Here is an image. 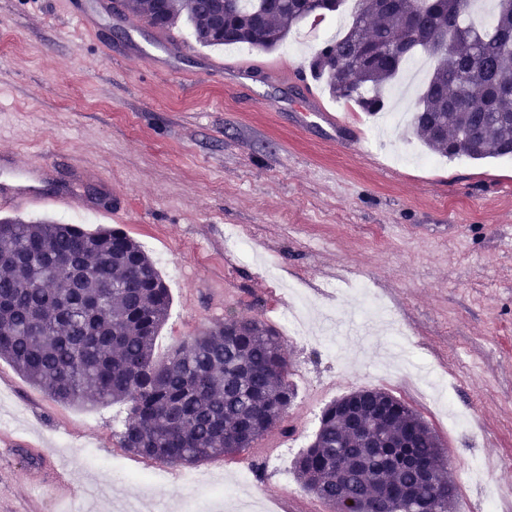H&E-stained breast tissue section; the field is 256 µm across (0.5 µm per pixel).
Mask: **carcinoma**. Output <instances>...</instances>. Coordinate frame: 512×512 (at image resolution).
Segmentation results:
<instances>
[{
    "mask_svg": "<svg viewBox=\"0 0 512 512\" xmlns=\"http://www.w3.org/2000/svg\"><path fill=\"white\" fill-rule=\"evenodd\" d=\"M345 0L312 11L306 0H224V29L214 0H127L153 27L181 18L204 46L246 44L268 51L292 27L318 20ZM347 32L310 60L329 94L371 114L384 109V88L402 64L453 17L460 33L453 58L432 52L434 69L418 98L414 134L448 159L512 156V98L502 79L512 73V0H495L489 28L468 19L471 0H416L412 27L407 0H360ZM170 295L154 262L132 238L74 224L0 220V359L10 362L60 405L87 398L129 405L119 447L162 464L197 465L234 458L278 427L294 391L292 363L280 334L257 317L217 323L154 360L155 336ZM374 430L405 440L413 459L436 473L426 486L414 464L388 466L365 444ZM304 489L332 512H352L382 486L400 497L387 512H456L448 494L445 445L422 417L391 394L368 389L326 407L313 443L294 462Z\"/></svg>",
    "mask_w": 512,
    "mask_h": 512,
    "instance_id": "cac0c4a2",
    "label": "carcinoma"
}]
</instances>
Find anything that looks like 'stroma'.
<instances>
[{"label":"stroma","instance_id":"stroma-1","mask_svg":"<svg viewBox=\"0 0 512 512\" xmlns=\"http://www.w3.org/2000/svg\"><path fill=\"white\" fill-rule=\"evenodd\" d=\"M312 19L269 51L204 46L180 21L177 73L148 55L156 28L138 17L99 33L77 25L62 0H0V153L45 161L54 191L87 170L82 210L15 212L28 223L108 228L96 210L113 185L139 243L170 291L154 345L165 360L200 331L255 316L280 334L293 363L283 421L235 460L167 465L120 448L126 409L63 406L0 359V433L32 440L0 447V512H110L112 500L153 501L154 512H331L305 491L293 463L328 405L359 389L404 401L447 447L460 499L482 512L512 506V159L431 157L411 120L426 73L401 70L385 90L401 119L333 98L308 75L321 41ZM303 73L304 82L282 79ZM349 125L356 146L324 144L304 112L306 91ZM236 231L245 258L225 238ZM303 306L309 335L288 334L282 313ZM368 325L361 347L326 319ZM404 359L437 374L445 403L396 375L390 330ZM480 462L484 475L470 473ZM64 464L82 492L44 500L38 485Z\"/></svg>","mask_w":512,"mask_h":512}]
</instances>
